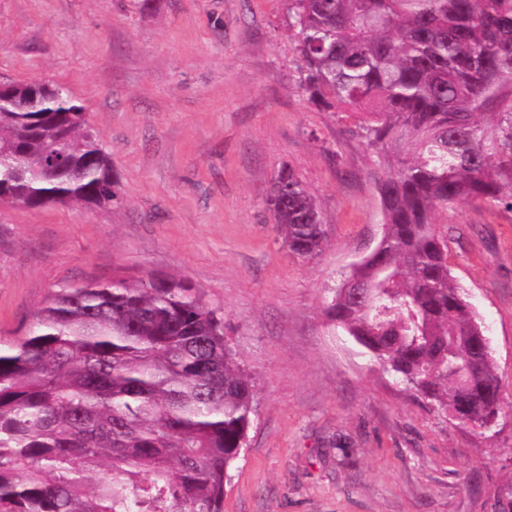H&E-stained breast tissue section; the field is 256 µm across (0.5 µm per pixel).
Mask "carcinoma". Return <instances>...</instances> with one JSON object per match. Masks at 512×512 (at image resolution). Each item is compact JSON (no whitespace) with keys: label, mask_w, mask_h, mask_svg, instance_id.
<instances>
[{"label":"carcinoma","mask_w":512,"mask_h":512,"mask_svg":"<svg viewBox=\"0 0 512 512\" xmlns=\"http://www.w3.org/2000/svg\"><path fill=\"white\" fill-rule=\"evenodd\" d=\"M319 108L360 114L382 153L379 258L368 294L331 289L327 315L437 413L483 428L499 382L485 328L454 283L436 216L512 210V0H288ZM44 83L0 101V205L121 201L88 106ZM266 203L288 249L325 247L290 168ZM256 389L224 320L174 278L63 285L0 343V512H223Z\"/></svg>","instance_id":"obj_1"}]
</instances>
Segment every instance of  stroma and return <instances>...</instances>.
<instances>
[{
  "label": "stroma",
  "instance_id": "35a3bbf8",
  "mask_svg": "<svg viewBox=\"0 0 512 512\" xmlns=\"http://www.w3.org/2000/svg\"><path fill=\"white\" fill-rule=\"evenodd\" d=\"M286 0H0V81L68 85L123 200L0 207V341L61 285L177 278L224 318L256 413L224 512H512V210L439 217L500 382L489 431L431 411L325 312L378 244L384 157L310 103ZM315 198L316 258L265 205L282 168Z\"/></svg>",
  "mask_w": 512,
  "mask_h": 512
}]
</instances>
